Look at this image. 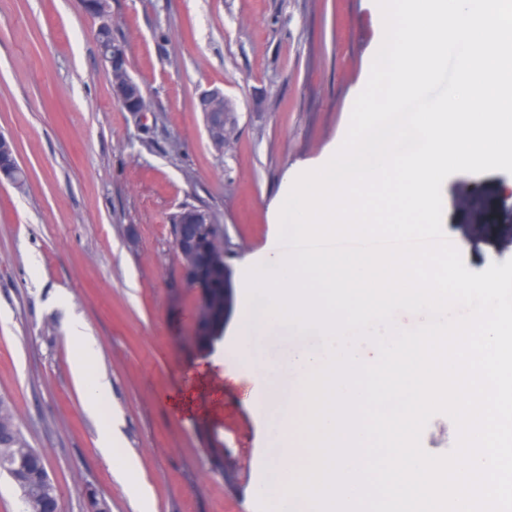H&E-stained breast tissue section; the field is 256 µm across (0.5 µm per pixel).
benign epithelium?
<instances>
[{
  "label": "benign epithelium",
  "mask_w": 512,
  "mask_h": 512,
  "mask_svg": "<svg viewBox=\"0 0 512 512\" xmlns=\"http://www.w3.org/2000/svg\"><path fill=\"white\" fill-rule=\"evenodd\" d=\"M104 66L112 77L114 97L122 107L128 112H148L147 98L141 85L130 74L129 59L120 43L114 41L106 48ZM197 109L203 114L205 130L212 146L221 151L230 147L235 139L236 119L224 91L215 88L202 92L197 99ZM26 179L14 141L0 133V186L10 185L21 189L25 186ZM179 223L180 231L172 238V247L183 258V264L179 267V279H184L189 272L209 276L224 274L221 251L218 248L222 233L210 236V246L206 248L201 247L196 234V225L211 224L212 218L198 215L188 221L181 216ZM0 434L12 443H18V422L5 407L0 409ZM37 455L38 451L33 448H22L13 462L0 470L5 472L22 498L26 496L27 488L34 480L51 489L54 493L53 500L41 512H62L58 486L49 468L45 466L37 473L30 472L28 468L29 460ZM84 500L87 505L86 512H112L111 503L91 484L84 485Z\"/></svg>",
  "instance_id": "obj_1"
}]
</instances>
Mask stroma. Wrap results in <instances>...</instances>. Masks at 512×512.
I'll use <instances>...</instances> for the list:
<instances>
[{
	"instance_id": "stroma-1",
	"label": "stroma",
	"mask_w": 512,
	"mask_h": 512,
	"mask_svg": "<svg viewBox=\"0 0 512 512\" xmlns=\"http://www.w3.org/2000/svg\"><path fill=\"white\" fill-rule=\"evenodd\" d=\"M111 2L143 116L115 99L78 0H0V133L29 173L24 190L0 187V395L46 451L64 512H84L87 483L112 512H258L249 490L277 480L270 421L294 378L225 362L236 284L277 231L287 172L342 144L382 13L376 0ZM216 87L237 117L228 153L196 108ZM510 184L492 171L442 186L444 231L472 271L512 259ZM186 204L224 226V314L206 324L175 286L170 224ZM76 317L110 383L95 415L71 373ZM112 422L147 510L99 452Z\"/></svg>"
}]
</instances>
